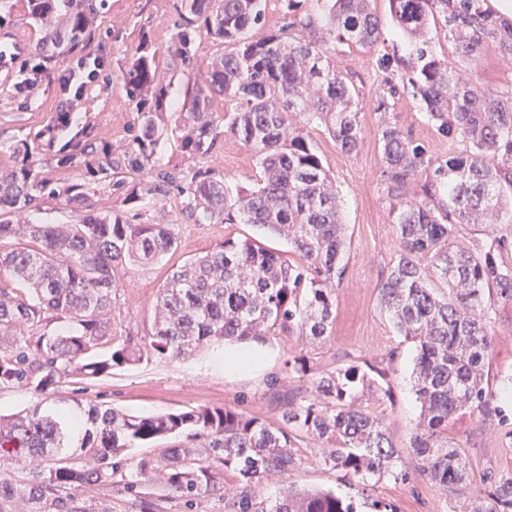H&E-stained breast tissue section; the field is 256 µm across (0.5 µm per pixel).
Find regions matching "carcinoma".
Wrapping results in <instances>:
<instances>
[{"instance_id":"carcinoma-1","label":"carcinoma","mask_w":512,"mask_h":512,"mask_svg":"<svg viewBox=\"0 0 512 512\" xmlns=\"http://www.w3.org/2000/svg\"><path fill=\"white\" fill-rule=\"evenodd\" d=\"M59 0H27L29 15L56 12ZM65 37L45 35L42 63H63L80 50L100 0H68ZM186 13L172 35L174 59L197 64L196 35L230 46L214 59L192 89L186 112H164L166 87L148 46L127 73L125 90L138 112L139 131L122 155L98 141L90 127H74L73 113L55 112L13 148V164L0 170V270L16 288H0V384L25 386L42 396L33 407L0 417V464L21 463L29 477L0 476V512H91L79 494L112 481L122 457L160 439L193 430L207 438V452L162 448L122 476L123 490L139 512H162L145 488L163 484L191 504L224 487V472L238 485L224 512H358L333 490L301 491L287 483L301 463L297 441H321L320 462L362 484L373 477L407 479V471L446 489L467 492L468 461L448 445V423L477 408L502 417L490 388L493 338L485 296L512 304V267L500 258L512 251L511 235L452 246L459 224H512V89L478 86L472 68L494 48L512 63V18L488 0H389L391 14L410 51L380 54L388 92L377 101L387 112L404 96L426 112L435 131L461 149L443 158L427 155L395 125L380 130L383 176L394 213L400 251L379 288V305L397 335L416 344L414 388L420 419L407 459L386 433L385 414L368 409L364 393L380 387L385 369L349 365L312 380L321 404L279 396L283 425L234 408L190 409L137 416L123 410L56 399L64 376L96 377L157 357H188L217 341L245 343L269 335L310 340L329 335L336 318L334 282L346 225L334 179L309 136L289 114L303 112L322 124L340 149L362 144L357 91L332 62L336 45L365 51L385 44L373 0H316L318 11L299 13L301 0H282L285 26L258 39L250 30L266 22L267 0H185ZM451 52L442 53L441 41ZM224 101V115L214 110ZM181 152L203 161L230 133L249 148L260 168L253 188L233 194L225 183L195 170L159 167L155 155L164 131ZM84 166L94 182L125 190L123 203L177 191L181 215L193 224H254L288 239L291 261L252 240L226 239L168 273L159 289L153 333L136 344L112 335L109 313L118 269L150 265L178 247L174 225L133 224L120 210L96 212L84 185L52 182L53 165ZM148 174L141 187H126L121 171ZM426 179L419 199L407 201L410 180ZM61 201L78 213L73 224H29L19 216ZM58 327L51 328L52 324ZM112 350L100 357L96 349ZM270 478L282 482L275 498L257 499ZM471 512H512V478L472 498Z\"/></svg>"}]
</instances>
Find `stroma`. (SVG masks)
Returning a JSON list of instances; mask_svg holds the SVG:
<instances>
[{
	"label": "stroma",
	"instance_id": "stroma-1",
	"mask_svg": "<svg viewBox=\"0 0 512 512\" xmlns=\"http://www.w3.org/2000/svg\"><path fill=\"white\" fill-rule=\"evenodd\" d=\"M180 6L181 0H104L90 25L91 36L83 55L86 60L101 61L102 67L75 104V123L93 125L113 153L123 152L138 130V115L125 95V75L140 45H150L155 53L171 112L190 107L193 84L202 80L209 60L224 51L223 44L205 37L198 48L196 66L187 68L173 59L170 46ZM65 13V7H58L51 17L37 24L29 16L26 0H12L11 19L0 26V45L11 52L6 62H0V166L11 165L12 146L26 133L46 125L57 106L72 98L71 92L61 88L60 78L67 72V65L57 66L49 74L23 67L26 59L36 55L45 33L62 28ZM333 62L359 93L361 150L345 154L324 126L308 121L301 112L290 116L293 126L308 134L342 195L347 246L340 261L344 273L335 286L336 319L330 335L316 342L296 335L269 337L261 345L264 366L246 373L225 371L224 347L219 344L185 359L144 360L114 368L112 373L97 378L66 377L57 386L59 397L102 403L136 415L229 406L277 424L283 413L279 394L307 387L293 370L296 359H303L311 373L318 376L352 359L376 362L388 369L390 391L368 392L364 402L384 411L394 444L407 450L420 414L412 379L416 348L395 334L378 305L382 274L398 252L393 215L382 181L384 165L378 134L383 124L397 125L435 157L447 154L448 143L428 123L425 112L408 99H400L390 111H377V100L386 90V74L377 68L372 54L341 45ZM203 168L234 190L252 188L259 176L252 152L229 135L217 141ZM88 196L97 211L105 213L121 206L132 223L164 219L175 224L178 233L174 254L149 266H128L121 273L112 292V331L118 336L137 341L148 338L158 290L171 267L211 250L224 239H252L283 256L289 250L285 238L251 224L181 222L180 197L174 192L126 207L103 184L90 185ZM490 317L494 346L488 379L496 388L501 376L512 375V304L494 303ZM504 408L501 421L484 419L478 410L471 409L448 424L449 443L469 460L471 492L489 488L492 480L512 477V395L505 399ZM298 452L301 463L289 477L290 484L298 489L329 488L356 499L366 495L393 502L398 512H465L469 500L468 494L444 490L414 474L404 482L383 479L363 489L352 484L343 472L320 464V443L303 439ZM236 486L235 476L225 473L223 492L205 495L190 506L162 484H151L149 491L164 512H224V499Z\"/></svg>",
	"mask_w": 512,
	"mask_h": 512
}]
</instances>
